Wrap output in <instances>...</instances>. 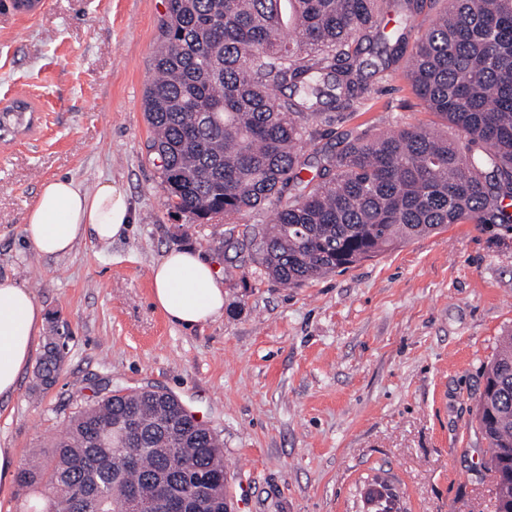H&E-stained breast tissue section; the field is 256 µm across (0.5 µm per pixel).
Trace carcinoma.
Instances as JSON below:
<instances>
[{"label":"carcinoma","mask_w":512,"mask_h":512,"mask_svg":"<svg viewBox=\"0 0 512 512\" xmlns=\"http://www.w3.org/2000/svg\"><path fill=\"white\" fill-rule=\"evenodd\" d=\"M403 72L442 127L349 134L318 145L314 122L371 89L364 70L404 57L381 19L427 0H167L144 112L169 205L197 222L294 191L250 241L259 275L288 287L344 271L448 224L512 223V0H444ZM457 138H448V129ZM316 161V173L304 177ZM61 368L43 351L36 386ZM143 426L139 438L119 420ZM477 427L486 469L512 473V336L487 370ZM224 443L169 392L108 389L77 408L49 459L17 476L41 486L29 512H224Z\"/></svg>","instance_id":"carcinoma-1"}]
</instances>
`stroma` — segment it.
I'll return each mask as SVG.
<instances>
[{
  "instance_id": "1",
  "label": "stroma",
  "mask_w": 512,
  "mask_h": 512,
  "mask_svg": "<svg viewBox=\"0 0 512 512\" xmlns=\"http://www.w3.org/2000/svg\"><path fill=\"white\" fill-rule=\"evenodd\" d=\"M166 9L44 0L28 16L0 0V110L19 93L31 106L0 130V275L32 291L46 329L69 332L55 385L38 389L30 365L0 402V448L23 466L105 383L155 387L223 440L233 512H358L360 485L380 472L407 512H494L475 420L512 334V230L453 224L299 288L259 276L240 243L274 205L199 224L166 202L143 106ZM369 83L355 111L319 124L321 143L434 123L401 68ZM57 176L125 191L130 230L36 254L24 217ZM174 249L222 268V316L185 328L154 306L150 269Z\"/></svg>"
}]
</instances>
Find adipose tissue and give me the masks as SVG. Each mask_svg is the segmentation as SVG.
<instances>
[{
	"mask_svg": "<svg viewBox=\"0 0 512 512\" xmlns=\"http://www.w3.org/2000/svg\"><path fill=\"white\" fill-rule=\"evenodd\" d=\"M132 222L122 190L103 184L95 190L54 177L42 183L24 218L28 245L44 257L70 254L84 239L109 243ZM152 301L174 324L192 328L224 312V282L215 265L192 250H173L150 270ZM45 324L33 293L9 276L0 277V398L11 397L31 361Z\"/></svg>",
	"mask_w": 512,
	"mask_h": 512,
	"instance_id": "adipose-tissue-1",
	"label": "adipose tissue"
}]
</instances>
